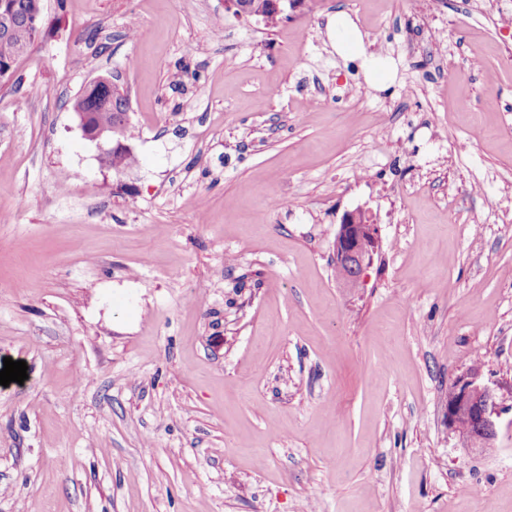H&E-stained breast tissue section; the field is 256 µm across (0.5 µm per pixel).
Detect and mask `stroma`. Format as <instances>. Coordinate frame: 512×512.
Segmentation results:
<instances>
[{"instance_id": "obj_1", "label": "stroma", "mask_w": 512, "mask_h": 512, "mask_svg": "<svg viewBox=\"0 0 512 512\" xmlns=\"http://www.w3.org/2000/svg\"><path fill=\"white\" fill-rule=\"evenodd\" d=\"M41 5L0 83V359L28 366L0 512H512V0ZM341 10L382 89L331 48ZM99 76L119 174L73 110ZM359 207L380 255L347 288ZM473 366L483 451L445 417ZM378 250V229L372 216L363 209L347 212L334 242L336 273L347 288H358ZM344 265V266H341ZM351 274H348V269ZM496 399L494 390L481 383L477 368H471L450 385L445 416L448 427L457 434L464 448L482 450L496 439Z\"/></svg>"}]
</instances>
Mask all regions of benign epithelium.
Returning a JSON list of instances; mask_svg holds the SVG:
<instances>
[{
    "instance_id": "benign-epithelium-1",
    "label": "benign epithelium",
    "mask_w": 512,
    "mask_h": 512,
    "mask_svg": "<svg viewBox=\"0 0 512 512\" xmlns=\"http://www.w3.org/2000/svg\"><path fill=\"white\" fill-rule=\"evenodd\" d=\"M14 5L10 0H0V37H7L13 30ZM128 113L116 114L110 126H94L81 118L83 136L96 143L100 158H111L110 170H124L122 155L131 147L121 141L127 124ZM378 250V229L372 216L363 209L346 213L341 221L334 242L336 265L348 267L351 274L343 279L348 288H357L364 282V274L373 263ZM498 403L493 389L480 381L476 368L457 377L448 390L445 416L448 427L457 434L463 447L481 450L491 445L497 437L494 414Z\"/></svg>"
}]
</instances>
